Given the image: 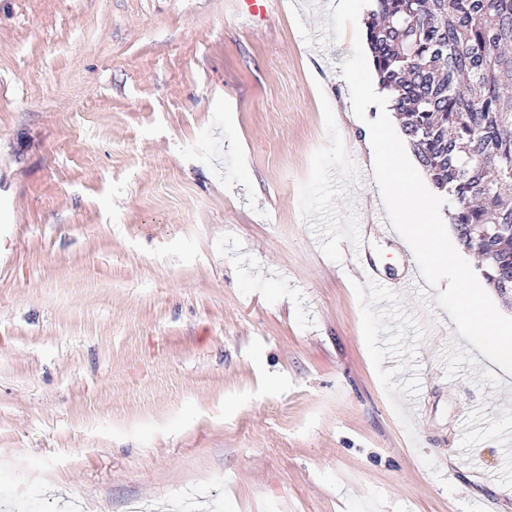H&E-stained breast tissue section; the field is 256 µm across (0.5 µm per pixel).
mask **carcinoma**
<instances>
[{"instance_id":"carcinoma-1","label":"carcinoma","mask_w":512,"mask_h":512,"mask_svg":"<svg viewBox=\"0 0 512 512\" xmlns=\"http://www.w3.org/2000/svg\"><path fill=\"white\" fill-rule=\"evenodd\" d=\"M367 44L483 277L512 295V0H371Z\"/></svg>"}]
</instances>
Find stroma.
I'll use <instances>...</instances> for the list:
<instances>
[{
	"mask_svg": "<svg viewBox=\"0 0 512 512\" xmlns=\"http://www.w3.org/2000/svg\"><path fill=\"white\" fill-rule=\"evenodd\" d=\"M367 5L0 0V512H512V375L372 223Z\"/></svg>",
	"mask_w": 512,
	"mask_h": 512,
	"instance_id": "obj_1",
	"label": "stroma"
}]
</instances>
